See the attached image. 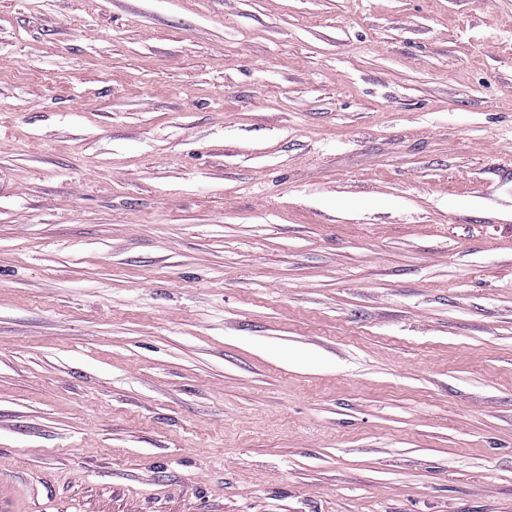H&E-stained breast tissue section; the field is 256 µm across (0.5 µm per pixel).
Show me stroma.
Instances as JSON below:
<instances>
[{"mask_svg": "<svg viewBox=\"0 0 512 512\" xmlns=\"http://www.w3.org/2000/svg\"><path fill=\"white\" fill-rule=\"evenodd\" d=\"M0 512H512V0H0Z\"/></svg>", "mask_w": 512, "mask_h": 512, "instance_id": "35a3bbf8", "label": "stroma"}]
</instances>
